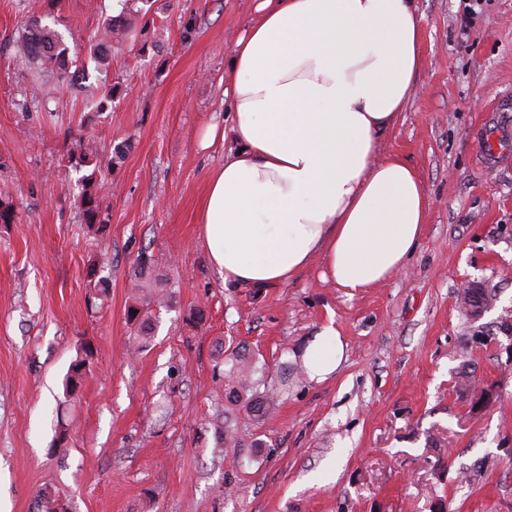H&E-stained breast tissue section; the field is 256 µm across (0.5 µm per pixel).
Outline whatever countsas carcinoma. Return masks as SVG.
<instances>
[{
	"label": "carcinoma",
	"mask_w": 512,
	"mask_h": 512,
	"mask_svg": "<svg viewBox=\"0 0 512 512\" xmlns=\"http://www.w3.org/2000/svg\"><path fill=\"white\" fill-rule=\"evenodd\" d=\"M127 31L124 15L106 18L102 30L92 39L90 45V60L101 65H109V48L112 47V35ZM16 53L27 61L33 68L41 73L54 75L57 81L69 87H78L89 79L90 74L85 65L69 59V49L64 43L63 36L56 29L42 22V18L30 19L25 33L15 44ZM114 88L107 84L103 90L93 89L91 100L86 103L90 111L100 114L107 110L108 103L112 101ZM96 147L90 140L80 137L73 143L70 153L72 165L90 172L79 178L81 191L78 196V207L82 214L83 223L89 231L96 235H104L108 224L103 215L101 200L98 194L100 174L99 166L94 161ZM133 288L137 292L134 303L126 310L127 321L133 328V339L142 344L149 340L154 329L153 306H163L168 302L164 288L166 279L155 273L154 264L150 256L140 254L137 267L132 280ZM91 348V344L81 346V355L75 360L71 374L66 380V388L71 392L77 391L84 381L85 372L82 371L86 363L84 354ZM255 365L248 355L236 354L232 358L229 370L224 374V398L228 405L233 406L235 413H244L245 416L257 420L264 417L270 403L254 391L255 382L253 374Z\"/></svg>",
	"instance_id": "1"
}]
</instances>
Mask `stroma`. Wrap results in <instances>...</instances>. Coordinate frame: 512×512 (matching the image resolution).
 Masks as SVG:
<instances>
[{
    "label": "stroma",
    "mask_w": 512,
    "mask_h": 512,
    "mask_svg": "<svg viewBox=\"0 0 512 512\" xmlns=\"http://www.w3.org/2000/svg\"><path fill=\"white\" fill-rule=\"evenodd\" d=\"M256 3L139 0L107 74L90 73L115 88L92 119L85 90L38 76L15 43L49 13L86 54L114 0H0V200L15 210L0 224V512H36L42 495L72 512H512V357L468 345L459 301L463 282L483 281L497 295L483 325L512 308V162L480 149L512 127V0H417L424 65L379 153L415 168L432 205L404 269L354 296L319 262L260 290L209 261L199 208L232 143L202 140L230 125L224 66ZM78 136L102 167L101 237L79 215ZM118 145L125 160L108 168ZM142 253L170 298L136 351L126 309ZM328 326L345 354L315 382L299 353ZM86 341L90 371L71 396ZM238 345L272 410L240 418L221 447L214 365Z\"/></svg>",
    "instance_id": "35a3bbf8"
}]
</instances>
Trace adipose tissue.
<instances>
[{
  "label": "adipose tissue",
  "instance_id": "1",
  "mask_svg": "<svg viewBox=\"0 0 512 512\" xmlns=\"http://www.w3.org/2000/svg\"><path fill=\"white\" fill-rule=\"evenodd\" d=\"M257 12L224 69L235 147L200 208L209 258L250 288L319 260L355 295L403 269L431 207L400 157L374 158L423 66L416 0H260ZM343 352L325 328L301 355L309 379Z\"/></svg>",
  "mask_w": 512,
  "mask_h": 512
}]
</instances>
